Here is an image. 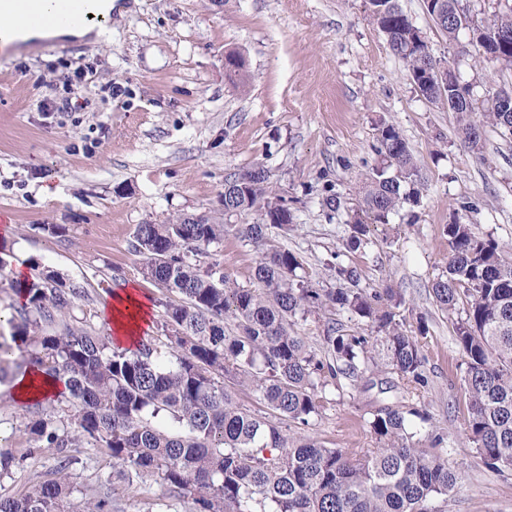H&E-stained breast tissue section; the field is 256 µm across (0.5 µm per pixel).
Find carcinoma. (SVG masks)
I'll use <instances>...</instances> for the list:
<instances>
[{
    "label": "carcinoma",
    "mask_w": 512,
    "mask_h": 512,
    "mask_svg": "<svg viewBox=\"0 0 512 512\" xmlns=\"http://www.w3.org/2000/svg\"><path fill=\"white\" fill-rule=\"evenodd\" d=\"M426 11L448 41L467 19L461 0H425ZM373 20L392 53L402 59L413 84L437 76V59L398 0H369ZM465 54L488 65L512 67V10L471 26ZM509 34L499 55L488 54L494 37ZM457 114L459 133L476 149V130L490 123L512 135V112L496 92L484 99L471 87L460 94L453 82L439 93ZM375 152L379 163L365 177L350 221L345 249L368 244L371 224H387L405 206L420 203L417 162L399 129L381 124ZM257 212L260 220H231ZM224 219L179 216L168 224H139L131 242L143 276L167 292L159 302L164 339L147 336L134 350L112 346L103 331L54 328L82 296L79 285L39 269L16 288L24 302L1 323L11 329L0 340V383L27 368L63 384L57 408L31 404L25 430L32 449L54 448L56 478L19 497H0V512H112L105 496L77 504L68 469L71 448H103L116 476L127 482L160 478L168 496L191 497V512H432L430 503L458 484L444 438L418 447L409 417L429 414L397 403L368 420L379 447L344 452L294 433L325 407L323 391L341 379L355 380L383 365L402 381L406 394L428 384L418 334L403 329L396 313L378 308L394 298L390 288L360 286L356 267L330 265L350 288H315L298 275L299 256L275 245L269 230L288 233L294 216L288 201L256 165L224 179ZM448 261L432 284L437 305L464 312L454 322L468 398L464 427L489 467L512 471V262L490 235L457 220L445 225ZM232 235L259 253L253 284L242 286L220 264L201 266L199 256L220 249ZM322 308L346 311L372 323L374 332L347 334L324 329L322 350L295 330L298 318ZM247 389L270 411L266 417L243 407L235 389Z\"/></svg>",
    "instance_id": "cac0c4a2"
}]
</instances>
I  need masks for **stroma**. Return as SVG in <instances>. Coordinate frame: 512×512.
I'll return each mask as SVG.
<instances>
[{"label":"stroma","mask_w":512,"mask_h":512,"mask_svg":"<svg viewBox=\"0 0 512 512\" xmlns=\"http://www.w3.org/2000/svg\"><path fill=\"white\" fill-rule=\"evenodd\" d=\"M433 54L457 67L475 95L512 89V70L476 71L463 52L471 34L449 42L423 0H399ZM112 39L39 42L0 63V239L11 265L41 269L85 292L66 313L77 327L107 328L110 291L137 284L152 307L146 333H160L165 291L145 279L130 250L137 225L176 216H217L224 178L264 165L294 214L288 249L316 288L337 282L329 264L348 235L363 176L377 165L378 124L401 132L415 155L421 203L390 224L372 226V242L347 254L364 286L391 285L408 330L427 325L429 384L406 398L432 419H412L422 442L444 436L461 479L434 512H512V471L488 467L463 430L464 367L454 318L435 302L432 284L445 269L452 219L492 236L512 258V136L485 125L478 149L457 134L456 115L417 92L403 62L370 17L367 0H114ZM244 62L228 76L224 57ZM82 69L87 105L45 116L44 96L66 72ZM337 194L338 210L326 204ZM45 224L68 233L51 238ZM258 255L225 236V274L251 285ZM345 332L366 324L345 311L312 313L296 329L319 347L327 323ZM402 397L398 379L378 367L357 381L328 386L327 403L303 433L328 448L376 447L366 421ZM26 412L0 385V445L14 460L0 472V496L18 497L54 477L55 449L30 452ZM69 468L74 499L108 491L119 512H162L161 480L129 485L112 476V459L79 448Z\"/></svg>","instance_id":"stroma-1"}]
</instances>
